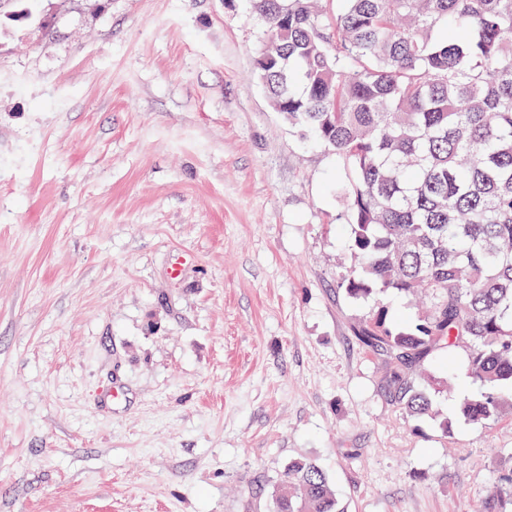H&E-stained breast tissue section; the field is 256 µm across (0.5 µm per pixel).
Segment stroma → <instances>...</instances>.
<instances>
[{
  "mask_svg": "<svg viewBox=\"0 0 512 512\" xmlns=\"http://www.w3.org/2000/svg\"><path fill=\"white\" fill-rule=\"evenodd\" d=\"M0 10V512H269L316 460L345 512H478L512 416L402 414L354 336L335 155L256 74L250 0ZM184 263L179 276L170 268ZM463 351L409 372L439 418Z\"/></svg>",
  "mask_w": 512,
  "mask_h": 512,
  "instance_id": "stroma-1",
  "label": "stroma"
}]
</instances>
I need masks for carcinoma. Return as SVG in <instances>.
Masks as SVG:
<instances>
[{"label": "carcinoma", "instance_id": "carcinoma-1", "mask_svg": "<svg viewBox=\"0 0 512 512\" xmlns=\"http://www.w3.org/2000/svg\"><path fill=\"white\" fill-rule=\"evenodd\" d=\"M266 44L257 72L288 123L331 151L345 182L353 300L376 290L426 299L409 323L384 306L356 336L386 357L405 414L435 417L409 366L467 353L480 391L455 416L512 415V0H251ZM272 512H340L310 459L275 481ZM512 478L485 512H512Z\"/></svg>", "mask_w": 512, "mask_h": 512}]
</instances>
